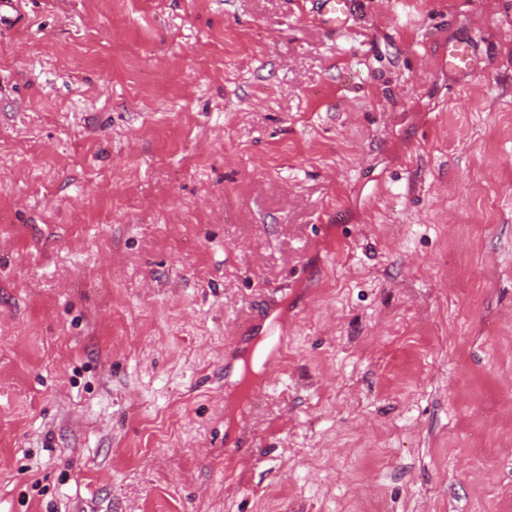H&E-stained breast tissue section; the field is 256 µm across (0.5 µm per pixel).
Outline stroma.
<instances>
[{"label":"stroma","instance_id":"35a3bbf8","mask_svg":"<svg viewBox=\"0 0 512 512\" xmlns=\"http://www.w3.org/2000/svg\"><path fill=\"white\" fill-rule=\"evenodd\" d=\"M0 512H512V0H21ZM352 0H311L315 21L332 33L347 23ZM473 66L474 61L471 60L470 46L467 42L456 41L448 44V67L472 70Z\"/></svg>","mask_w":512,"mask_h":512}]
</instances>
